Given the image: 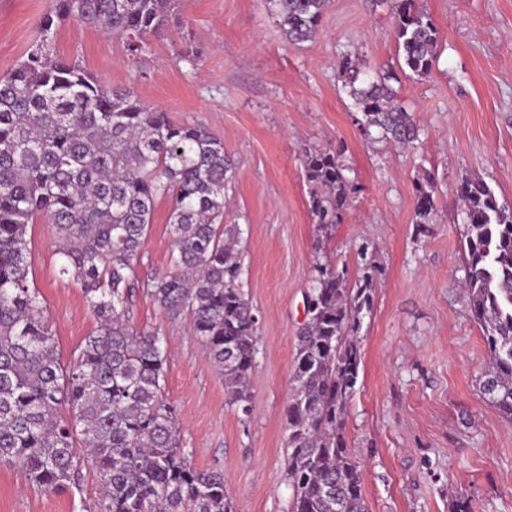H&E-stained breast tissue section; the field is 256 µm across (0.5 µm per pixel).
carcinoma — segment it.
I'll use <instances>...</instances> for the list:
<instances>
[{
  "mask_svg": "<svg viewBox=\"0 0 512 512\" xmlns=\"http://www.w3.org/2000/svg\"><path fill=\"white\" fill-rule=\"evenodd\" d=\"M286 41L315 37L327 0H266ZM179 0H51L39 39L0 78V464L35 485L66 490L90 465L98 512H233L224 473L200 470L181 448L165 396L163 338L129 324L144 290L192 334L224 375L232 404L247 410L259 316L239 286V225L222 224L233 166L206 127L176 124L129 88H110L54 54L59 22L81 23L142 51L144 36L178 19ZM394 33L403 67L370 73L339 65L342 88L375 140L408 146L420 129L392 83L431 71L432 19L399 0ZM318 247L332 239L355 192L341 155L308 150L303 160ZM169 198L172 269L142 283L140 264L155 203ZM464 292L490 353L480 392L512 417V209L478 176L462 179ZM432 182L418 186L416 223H431ZM36 215L53 224L59 274L80 283L98 329L77 359L61 364L36 289L26 233ZM355 282L317 262L308 320L296 336L293 394L285 413L292 512H367L361 462L348 447L346 417L361 362L360 330L382 274L368 247ZM68 409L69 417L59 415Z\"/></svg>",
  "mask_w": 512,
  "mask_h": 512,
  "instance_id": "obj_1",
  "label": "carcinoma"
}]
</instances>
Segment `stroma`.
I'll list each match as a JSON object with an SVG mask.
<instances>
[{
	"instance_id": "1",
	"label": "stroma",
	"mask_w": 512,
	"mask_h": 512,
	"mask_svg": "<svg viewBox=\"0 0 512 512\" xmlns=\"http://www.w3.org/2000/svg\"><path fill=\"white\" fill-rule=\"evenodd\" d=\"M49 3L0 0V77L25 58ZM394 3L328 0L316 36L297 46L264 0H182V22L146 36L136 56L72 18L55 33L57 56L174 122L204 124L235 167L224 223L243 230L240 286L260 316L247 407L229 404L187 319H169L144 293L130 313L133 327L167 339L165 394L182 446L198 469L223 471L235 512H290L285 411L309 277L318 261L355 268L364 244L385 272L360 333L346 434L363 461L368 512H452L459 498L470 512H512V419L478 389L489 353L461 290L458 206V186L473 175L512 206V0H415L439 41L429 75L396 86L420 129L410 149L366 139L338 79L348 55L371 69L398 66ZM313 148L341 153L356 187L321 251L303 171ZM427 176L434 210L421 228L416 182ZM170 206L155 204L140 280L170 268ZM26 240L29 283L70 364L97 319L80 286L58 274L53 225L34 217ZM98 496L87 467L78 487L51 491L0 466V512H95Z\"/></svg>"
}]
</instances>
